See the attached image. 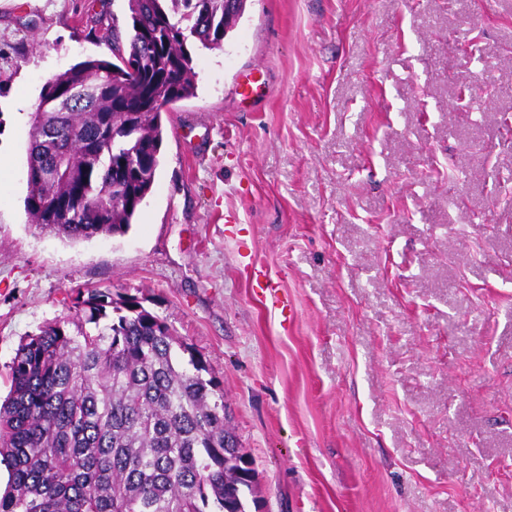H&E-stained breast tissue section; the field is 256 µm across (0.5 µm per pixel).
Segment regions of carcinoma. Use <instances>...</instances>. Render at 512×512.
I'll return each mask as SVG.
<instances>
[{"instance_id":"carcinoma-1","label":"carcinoma","mask_w":512,"mask_h":512,"mask_svg":"<svg viewBox=\"0 0 512 512\" xmlns=\"http://www.w3.org/2000/svg\"><path fill=\"white\" fill-rule=\"evenodd\" d=\"M246 0H127L121 63L86 61L42 88L27 144L25 208L70 242L123 234L151 192L162 111L188 99V44L208 50ZM70 315L26 336L0 404V512H247L255 468L224 449V390L200 353L140 298L71 290Z\"/></svg>"}]
</instances>
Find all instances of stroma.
Returning <instances> with one entry per match:
<instances>
[{"label":"stroma","mask_w":512,"mask_h":512,"mask_svg":"<svg viewBox=\"0 0 512 512\" xmlns=\"http://www.w3.org/2000/svg\"><path fill=\"white\" fill-rule=\"evenodd\" d=\"M127 12L0 0V397L109 285L221 382L259 512H512V0H247L135 224L71 243L25 211L31 114Z\"/></svg>","instance_id":"obj_1"}]
</instances>
